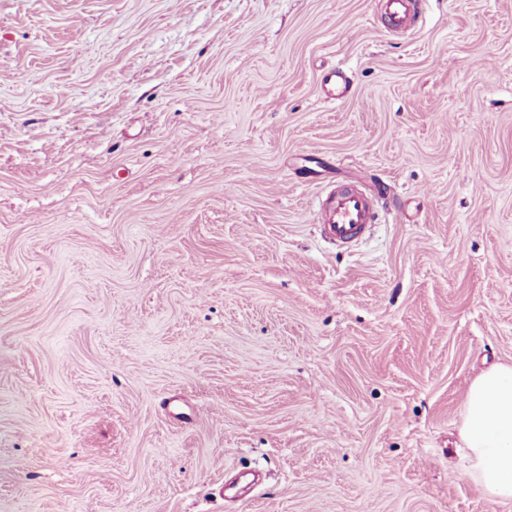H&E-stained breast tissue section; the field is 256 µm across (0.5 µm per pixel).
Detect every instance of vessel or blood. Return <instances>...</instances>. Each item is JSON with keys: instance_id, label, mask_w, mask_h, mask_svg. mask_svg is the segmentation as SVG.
<instances>
[{"instance_id": "1", "label": "vessel or blood", "mask_w": 512, "mask_h": 512, "mask_svg": "<svg viewBox=\"0 0 512 512\" xmlns=\"http://www.w3.org/2000/svg\"><path fill=\"white\" fill-rule=\"evenodd\" d=\"M384 15L389 27L395 31L409 28L419 14V0H383ZM324 95L334 101L347 98L351 92V80L339 68L325 71L321 76ZM365 173H358L353 181L333 190L317 212V221L327 235L338 242L355 237L365 224L371 223L375 211V199L366 188Z\"/></svg>"}]
</instances>
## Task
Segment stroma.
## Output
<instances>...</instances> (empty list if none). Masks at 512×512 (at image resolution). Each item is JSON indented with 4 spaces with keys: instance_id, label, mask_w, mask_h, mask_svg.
I'll return each instance as SVG.
<instances>
[{
    "instance_id": "35a3bbf8",
    "label": "stroma",
    "mask_w": 512,
    "mask_h": 512,
    "mask_svg": "<svg viewBox=\"0 0 512 512\" xmlns=\"http://www.w3.org/2000/svg\"><path fill=\"white\" fill-rule=\"evenodd\" d=\"M504 363L512 0H0V512H512ZM420 0H383L384 16L389 30L401 31L409 28L419 14ZM351 85L349 76L340 68L327 70L321 76L322 91L330 100L340 101L347 98ZM366 181L365 173L359 172L353 181L336 187L317 211L318 224L336 242L355 237L365 224L372 223L376 204ZM466 478L485 496L512 500V365L498 364L470 384L461 429Z\"/></svg>"
}]
</instances>
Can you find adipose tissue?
Returning a JSON list of instances; mask_svg holds the SVG:
<instances>
[{
    "instance_id": "obj_1",
    "label": "adipose tissue",
    "mask_w": 512,
    "mask_h": 512,
    "mask_svg": "<svg viewBox=\"0 0 512 512\" xmlns=\"http://www.w3.org/2000/svg\"><path fill=\"white\" fill-rule=\"evenodd\" d=\"M466 474L485 496L512 500V365L498 364L470 384L461 429Z\"/></svg>"
}]
</instances>
